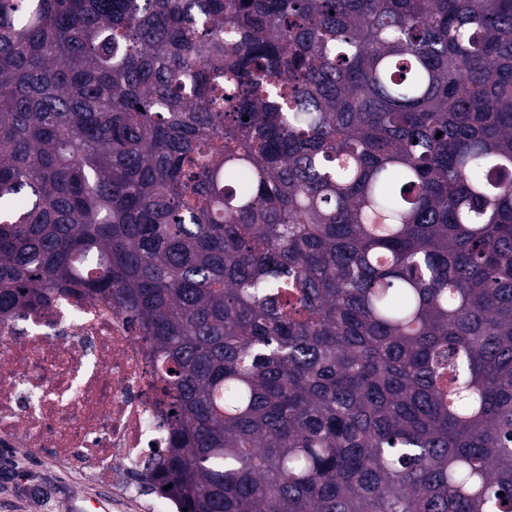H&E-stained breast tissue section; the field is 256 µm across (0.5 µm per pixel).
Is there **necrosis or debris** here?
I'll return each instance as SVG.
<instances>
[{
	"instance_id": "4bbe7bcc",
	"label": "necrosis or debris",
	"mask_w": 512,
	"mask_h": 512,
	"mask_svg": "<svg viewBox=\"0 0 512 512\" xmlns=\"http://www.w3.org/2000/svg\"><path fill=\"white\" fill-rule=\"evenodd\" d=\"M169 432L151 352L103 300L61 294L50 311L0 322L1 447L120 483Z\"/></svg>"
}]
</instances>
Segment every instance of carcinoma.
Listing matches in <instances>:
<instances>
[{
    "label": "carcinoma",
    "instance_id": "cac0c4a2",
    "mask_svg": "<svg viewBox=\"0 0 512 512\" xmlns=\"http://www.w3.org/2000/svg\"><path fill=\"white\" fill-rule=\"evenodd\" d=\"M75 290L178 512H512V0H0V319Z\"/></svg>",
    "mask_w": 512,
    "mask_h": 512
}]
</instances>
